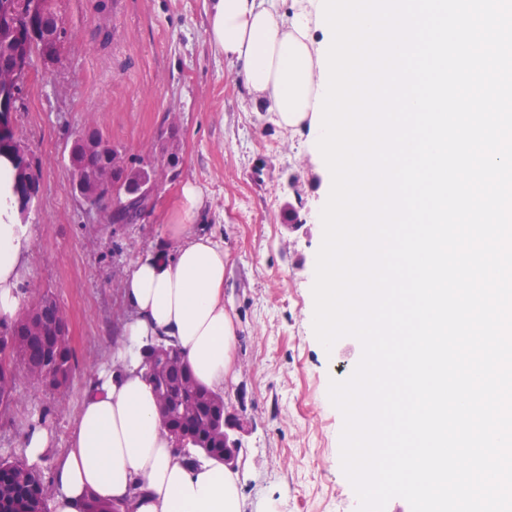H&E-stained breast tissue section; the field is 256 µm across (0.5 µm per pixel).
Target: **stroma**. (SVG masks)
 Listing matches in <instances>:
<instances>
[{
	"mask_svg": "<svg viewBox=\"0 0 512 512\" xmlns=\"http://www.w3.org/2000/svg\"><path fill=\"white\" fill-rule=\"evenodd\" d=\"M68 35L63 64L22 92L19 137L37 159L39 203L21 285L25 305L51 292L64 310L77 367L65 391L17 369L15 404L0 415V456L19 454L22 430L49 421L68 446L86 387L127 316L120 282L162 241L182 182L210 197L205 231L222 238L224 301L236 314V377L224 396L247 420L237 470L248 512H358L340 462L341 413L331 381L362 355L344 337L326 356L310 313L328 171L305 138L289 136L249 97L237 65L210 47L205 0H56ZM90 124L127 161L172 134L177 181L163 184L137 224H107L71 194L67 151Z\"/></svg>",
	"mask_w": 512,
	"mask_h": 512,
	"instance_id": "35a3bbf8",
	"label": "stroma"
}]
</instances>
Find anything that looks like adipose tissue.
I'll list each match as a JSON object with an SVG mask.
<instances>
[{"label":"adipose tissue","instance_id":"obj_1","mask_svg":"<svg viewBox=\"0 0 512 512\" xmlns=\"http://www.w3.org/2000/svg\"><path fill=\"white\" fill-rule=\"evenodd\" d=\"M318 0H209L211 48L240 65L255 103L268 106L292 135L312 131L321 81ZM14 170L0 157V318L21 315L19 287L30 240L18 222ZM209 206L203 189L184 183L159 247L140 253L122 284L129 312L110 366L86 388L70 444L54 453L44 421L28 426L20 451L28 465L53 455L50 512H84L89 497L128 504L131 512H247L237 472L216 461L191 465L176 455L141 350L166 338L196 380L219 393L235 370L236 323L224 303V245L201 231Z\"/></svg>","mask_w":512,"mask_h":512}]
</instances>
